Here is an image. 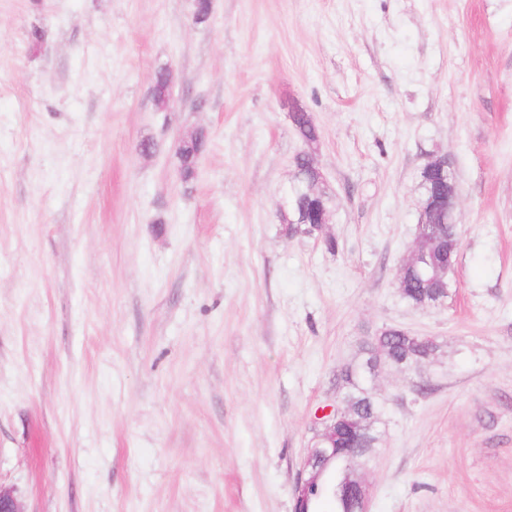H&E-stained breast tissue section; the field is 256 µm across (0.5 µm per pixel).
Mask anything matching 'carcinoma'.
Listing matches in <instances>:
<instances>
[{
  "mask_svg": "<svg viewBox=\"0 0 512 512\" xmlns=\"http://www.w3.org/2000/svg\"><path fill=\"white\" fill-rule=\"evenodd\" d=\"M153 97L158 110L163 111L170 100V73L166 69L158 71L153 86ZM293 127L308 144L318 141L319 134L311 116L307 112H295L290 115ZM208 135L196 130L182 138L176 151L178 170L183 180L195 178L201 158L206 152ZM288 199L298 210L299 223L290 224L283 219L285 230H302L312 235L318 230L317 216L321 206L331 204V197L320 184L312 181L295 179L288 189ZM426 236L434 239L432 248L435 257L427 258L409 266L405 273L399 274L398 287L403 299L417 307L438 308L450 294L451 276L455 270L460 241L454 224L442 223L425 226ZM382 348L388 367L409 372L422 362L428 361L439 344H424L420 336H405L395 327H388L376 339ZM362 366L353 367V371H344V401L355 414V421L360 425L359 445L362 448L377 447L380 436L376 425L380 421L382 407L372 392L362 386ZM348 461L336 454V460L325 467L320 484L309 505L310 512H319L327 503L331 512H348L349 505L343 497L342 484L345 479Z\"/></svg>",
  "mask_w": 512,
  "mask_h": 512,
  "instance_id": "obj_1",
  "label": "carcinoma"
}]
</instances>
